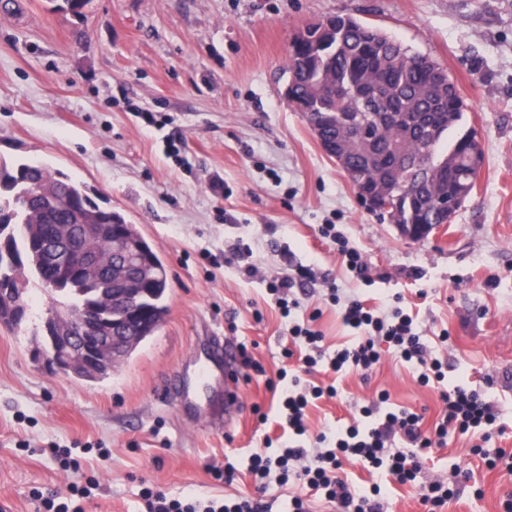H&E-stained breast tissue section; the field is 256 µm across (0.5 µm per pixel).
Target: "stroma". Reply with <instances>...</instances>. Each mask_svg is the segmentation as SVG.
I'll list each match as a JSON object with an SVG mask.
<instances>
[{"mask_svg": "<svg viewBox=\"0 0 512 512\" xmlns=\"http://www.w3.org/2000/svg\"><path fill=\"white\" fill-rule=\"evenodd\" d=\"M330 15L372 22L429 55L467 103L462 125L477 132L484 166L473 200L425 239H405L363 208L282 96L291 33ZM0 158L45 163L94 190L137 225L170 283L160 331L97 382L42 357L51 302L41 290L19 327L0 325V512H39L32 490L62 492L90 476L101 489L86 512H137L145 486L253 494L252 454L264 439L285 440L272 392L285 320L268 288L309 262L316 276L292 288L291 315L313 318L326 352L358 340L332 294L384 313L400 303L416 313L446 385L492 394L503 435L479 454L449 435L423 466L430 480L471 475L442 512H504L512 474L486 460L512 452V0H90L79 15L52 0H0ZM323 224L361 252L367 278L342 263ZM224 346L247 348L260 365L238 366L230 420L223 365L207 384L194 378ZM380 354L309 409L311 434L364 424L362 408L384 392L433 433L438 389L388 345ZM52 441L74 466L62 469ZM228 464L232 482H214L211 467ZM294 497L309 512H336L295 479L270 486L263 502L286 512Z\"/></svg>", "mask_w": 512, "mask_h": 512, "instance_id": "stroma-1", "label": "stroma"}]
</instances>
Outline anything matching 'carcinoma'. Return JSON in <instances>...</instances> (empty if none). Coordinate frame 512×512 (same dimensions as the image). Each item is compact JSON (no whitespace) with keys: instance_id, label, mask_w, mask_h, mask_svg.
<instances>
[{"instance_id":"obj_1","label":"carcinoma","mask_w":512,"mask_h":512,"mask_svg":"<svg viewBox=\"0 0 512 512\" xmlns=\"http://www.w3.org/2000/svg\"><path fill=\"white\" fill-rule=\"evenodd\" d=\"M288 81L297 100L303 99L312 85L341 84L352 88L360 83H380L385 86L383 109L408 118L422 112L433 113L431 127L411 134L399 126L383 129L379 133L380 146L386 150L398 148L409 157L435 166L447 165L448 195L463 191L466 196H473L476 174L469 173L465 157L475 141V130L468 129L445 142L460 125L466 104L454 79L428 55L410 50L370 23L335 15L316 25L310 39L288 47ZM321 136L340 141L346 137V130L339 121L328 118L323 122ZM367 150L363 145L354 149L347 180L353 188L371 192L377 187L381 171L369 164ZM391 179L402 194L405 223L452 221L422 208L421 194L410 170H396ZM90 223L98 228L83 243L87 251L111 253L114 242L106 225L116 224L142 245L152 263L163 266L136 225L128 223L120 212L99 205L86 187L64 172L38 162L0 159V305L28 302L31 281L44 286L54 267L72 263L73 254L46 246L51 237L49 225ZM121 276V270L114 269L112 275L97 280L76 278L63 283L55 289L63 298L59 317L69 321L79 312L103 305L108 307L110 320L121 321L123 306L108 304ZM168 288V277L154 274L140 285L134 303L141 310L142 319L132 327L138 339L125 357H130L162 326Z\"/></svg>"}]
</instances>
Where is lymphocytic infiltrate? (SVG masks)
<instances>
[{
  "mask_svg": "<svg viewBox=\"0 0 512 512\" xmlns=\"http://www.w3.org/2000/svg\"><path fill=\"white\" fill-rule=\"evenodd\" d=\"M342 317L347 326L362 331L364 338L358 345L336 350L330 356L319 349L322 337L310 324L289 323L288 337L303 341L310 348L301 358L304 371L320 368L339 374L348 370H370L379 361L378 345L384 342L393 346L405 362L418 368L421 384L444 381L441 361L428 357L427 349L415 331L413 317L402 308H395L391 315L384 316L364 301L353 299L345 305ZM277 385L280 415L294 439L285 443L280 453L254 454L250 470L262 480L275 477L282 486L292 478L303 481L323 491L325 498L335 503L338 512H383L384 509L379 485L354 493L341 478L342 465L350 459L369 473L402 484L418 485L422 503L430 506L432 512H439L453 496L455 487L462 485L467 476L458 469L454 472L453 483H419L424 450L443 442L452 431L462 436L476 433L482 440H490L498 419L497 406L486 393L461 383L442 391L446 414L434 436L424 434L421 415L404 408L384 411L375 405L364 411L365 417L371 420L370 425L363 428L350 425L337 428L328 435H318V449L311 453L297 443L298 438L307 433L305 411L309 404L323 396H336L337 389L332 384L302 383L299 375L284 371L280 372ZM397 437L405 447L394 452L388 444ZM140 507L141 512H265L261 501L252 497L223 499L202 506L196 500L171 498L149 487L141 493Z\"/></svg>",
  "mask_w": 512,
  "mask_h": 512,
  "instance_id": "obj_1",
  "label": "lymphocytic infiltrate"
}]
</instances>
